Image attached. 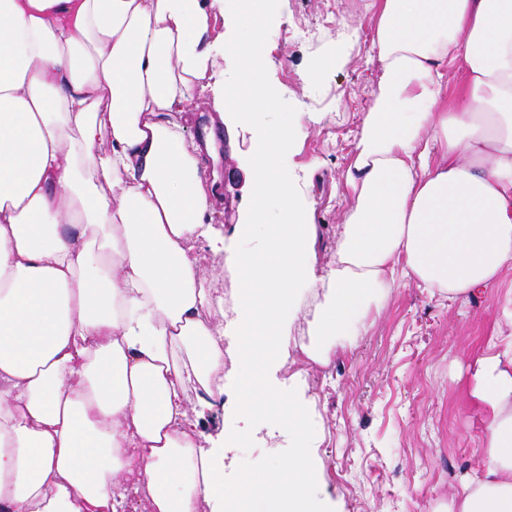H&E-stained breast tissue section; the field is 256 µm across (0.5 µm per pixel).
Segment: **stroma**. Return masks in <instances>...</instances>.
I'll return each mask as SVG.
<instances>
[{"instance_id":"1","label":"stroma","mask_w":512,"mask_h":512,"mask_svg":"<svg viewBox=\"0 0 512 512\" xmlns=\"http://www.w3.org/2000/svg\"><path fill=\"white\" fill-rule=\"evenodd\" d=\"M382 0H277L276 19L262 32L267 55L259 75L275 92L255 122L272 133L288 132L292 147L283 170L309 204L317 226L318 267H329L342 231L343 172L351 160L369 102L378 92L374 37ZM233 166L207 162L220 198L209 211L224 237L214 253L195 243L193 254L214 296L232 312L237 282L230 267L243 242L237 223L247 220L246 170L251 135L233 126ZM232 202L239 219H226ZM512 290V269L499 287L478 289L450 301L397 280L371 305V324L354 347L324 367L301 352L309 344L305 321L291 330V357L276 378L299 384L314 400L311 427L322 481L315 493L326 512H440L466 480L484 468L481 421L466 387L472 357L485 350L498 321L499 304ZM201 428L245 432L224 451V482L260 474L287 459L291 441L272 418L225 410Z\"/></svg>"}]
</instances>
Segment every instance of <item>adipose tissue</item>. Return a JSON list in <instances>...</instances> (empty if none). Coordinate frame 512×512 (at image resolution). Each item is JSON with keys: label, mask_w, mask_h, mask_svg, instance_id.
Wrapping results in <instances>:
<instances>
[{"label": "adipose tissue", "mask_w": 512, "mask_h": 512, "mask_svg": "<svg viewBox=\"0 0 512 512\" xmlns=\"http://www.w3.org/2000/svg\"><path fill=\"white\" fill-rule=\"evenodd\" d=\"M272 2L0 0V512H117L131 484L148 512H260L263 496L267 512H323L312 403L273 382L306 294L322 298L303 352L325 364L396 276L452 300L512 268V0H383L334 265L318 270L308 207L279 172L288 135L253 130L240 232L266 242L238 253L225 322L192 254L224 248L199 157L217 156L227 109L271 96L256 63ZM223 7L229 42L213 31ZM219 49L238 72L214 82L212 129L191 146L189 92ZM501 315L470 366L486 465L447 512H512V292ZM229 355L240 411L293 444L231 490L199 431Z\"/></svg>", "instance_id": "adipose-tissue-1"}]
</instances>
